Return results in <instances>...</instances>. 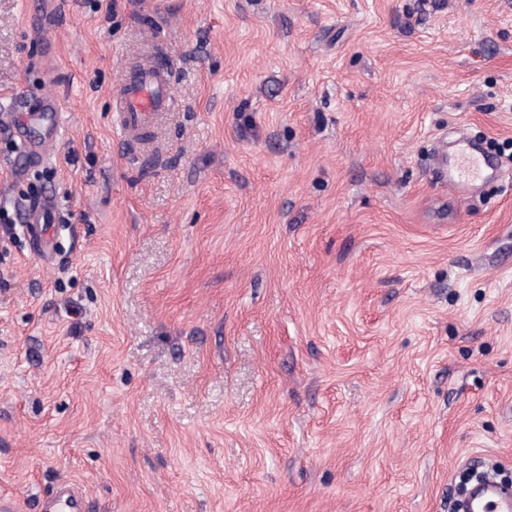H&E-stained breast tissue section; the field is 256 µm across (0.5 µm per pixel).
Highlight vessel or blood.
Instances as JSON below:
<instances>
[{"instance_id": "1", "label": "vessel or blood", "mask_w": 512, "mask_h": 512, "mask_svg": "<svg viewBox=\"0 0 512 512\" xmlns=\"http://www.w3.org/2000/svg\"><path fill=\"white\" fill-rule=\"evenodd\" d=\"M172 71L169 65L151 59L139 61L126 73L113 95L115 125L124 139L141 135L153 126L162 113L170 111ZM489 160L463 145L456 166L448 179L453 186L485 178ZM56 498L61 512H86V497L81 488L70 482L60 483ZM458 512H512V487L494 479L473 485L461 498Z\"/></svg>"}]
</instances>
